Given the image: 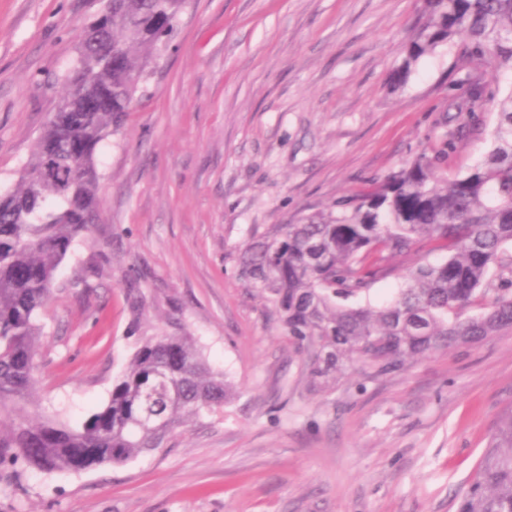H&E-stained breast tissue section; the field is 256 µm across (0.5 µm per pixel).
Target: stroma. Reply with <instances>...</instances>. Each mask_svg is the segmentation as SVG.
I'll list each match as a JSON object with an SVG mask.
<instances>
[{
  "instance_id": "35a3bbf8",
  "label": "stroma",
  "mask_w": 512,
  "mask_h": 512,
  "mask_svg": "<svg viewBox=\"0 0 512 512\" xmlns=\"http://www.w3.org/2000/svg\"><path fill=\"white\" fill-rule=\"evenodd\" d=\"M423 0H186L123 127L101 208L41 315L40 414L79 424L179 319L235 398L166 447L79 473L0 471V512H456L512 404V332L312 388L237 250L431 151L463 91L455 49L391 84ZM106 0H0V194L15 190ZM494 115L449 172L491 147ZM86 287H72L76 277ZM145 298L132 315L131 290Z\"/></svg>"
}]
</instances>
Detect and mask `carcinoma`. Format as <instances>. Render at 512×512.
I'll list each match as a JSON object with an SVG mask.
<instances>
[{
	"label": "carcinoma",
	"instance_id": "1",
	"mask_svg": "<svg viewBox=\"0 0 512 512\" xmlns=\"http://www.w3.org/2000/svg\"><path fill=\"white\" fill-rule=\"evenodd\" d=\"M185 0H106L83 27L65 92L39 136L21 186L0 194V467L46 473L122 465L165 447L172 432L224 409L233 398L181 326L141 342L107 401L78 426L24 413L36 404L38 316L75 240L98 216L94 155L135 105ZM442 46L458 61L479 62L464 96L450 107L463 118L432 153H422L367 188L252 236L237 258L251 288L266 294L305 355L312 378H336L357 361L374 376L403 370L439 348L476 344L512 331V91L492 78L512 72V0H424L405 55L392 75L404 85L418 62ZM493 109L492 147L462 173L448 158L475 114ZM69 171L47 186L46 163ZM443 251L406 269L404 287L381 308L346 301L391 273L389 260ZM457 512H512V404Z\"/></svg>",
	"mask_w": 512,
	"mask_h": 512
}]
</instances>
